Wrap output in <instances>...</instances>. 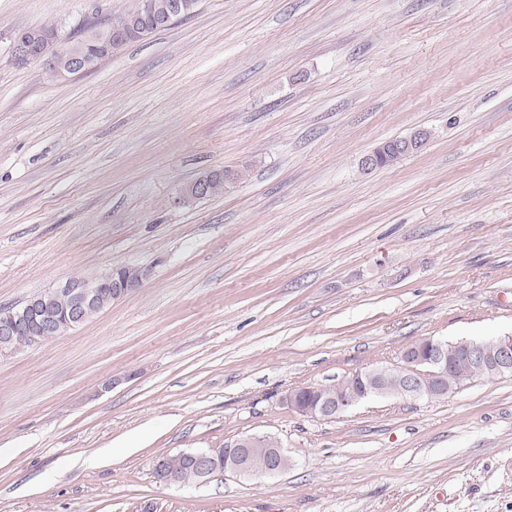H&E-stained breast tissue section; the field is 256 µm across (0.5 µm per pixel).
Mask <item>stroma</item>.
Masks as SVG:
<instances>
[{
	"mask_svg": "<svg viewBox=\"0 0 512 512\" xmlns=\"http://www.w3.org/2000/svg\"><path fill=\"white\" fill-rule=\"evenodd\" d=\"M128 3L0 0V307L154 269L0 358V512H512V374L333 419L281 402L425 338L512 334V0H201L87 73L15 63L16 30ZM247 435L288 471L151 469ZM403 138V137H401ZM401 138H396L393 140L399 141ZM429 138L426 135V132L421 130L415 133L411 138L406 139L403 142L396 141H388L384 144L376 147L370 154H368L364 160L362 161V166L365 170L371 171L379 167H389L396 163H398L403 156L397 155L392 152L382 153L385 149L389 150L390 148H394L399 153H413L422 150L427 144ZM380 154V155H379ZM379 155V158H378ZM378 160V163H377ZM236 183H239L245 176L247 172V168L243 167L241 169H230ZM232 175L229 172L224 171V177H217L211 179L209 183V189L206 193L201 196L195 198L197 199H206L209 197L223 195L224 193H229L235 187L236 183L234 182ZM226 190V192L224 191ZM97 275L101 274L93 276ZM151 277L152 269L149 266L142 265L133 269L130 266L117 265L105 271L97 279L75 277L67 280L56 287L57 293L63 295L56 296L50 304L53 310H59L67 305L68 299L67 308L58 316L56 322L43 324L45 336L32 337L40 339L46 337L44 341L46 342L64 334L65 331L88 321L95 311L100 309L105 297L112 295V300L120 299L131 291L141 288ZM108 306V303L105 304L100 311Z\"/></svg>",
	"mask_w": 512,
	"mask_h": 512,
	"instance_id": "obj_1",
	"label": "stroma"
}]
</instances>
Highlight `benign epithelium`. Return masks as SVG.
I'll return each instance as SVG.
<instances>
[{"mask_svg": "<svg viewBox=\"0 0 512 512\" xmlns=\"http://www.w3.org/2000/svg\"><path fill=\"white\" fill-rule=\"evenodd\" d=\"M60 40L59 34L42 31L33 33L21 31L13 38L15 51L37 62L45 63L38 46L44 42ZM428 142L426 132L421 130L411 138L403 141H388L376 147L362 161L365 170L378 168V155L390 148L402 153L422 150ZM152 277V269L139 266L135 269L126 265L113 266L97 279L71 278L56 287L57 293L68 299V306L55 321L43 324L46 340H52L65 331L88 321L99 310L105 297L117 300L131 291L142 287ZM45 308V300L30 297L26 304L12 314L9 321L0 322V356L12 355L11 344L17 339L18 326L37 319L39 312ZM430 351L427 356L405 352L403 364L368 371V375L378 378L376 386H364L362 391L351 397L332 396L321 390L315 391L316 398L307 401L302 389L288 391L282 396L283 405L303 415L323 418H336L356 406L360 401L370 397H382L387 388L383 381L387 378L396 380L399 393L405 397H443L447 395L448 383V347L441 340L429 341ZM458 356L488 368L492 373L502 375L512 373V335L497 337V346L489 351L479 341L466 340L457 346ZM269 436L248 435L227 445L224 451L216 448H198L189 452L198 480L206 482L212 478V461L224 457V471L243 476L266 477L287 471V459L283 448L268 447Z\"/></svg>", "mask_w": 512, "mask_h": 512, "instance_id": "obj_1", "label": "benign epithelium"}]
</instances>
